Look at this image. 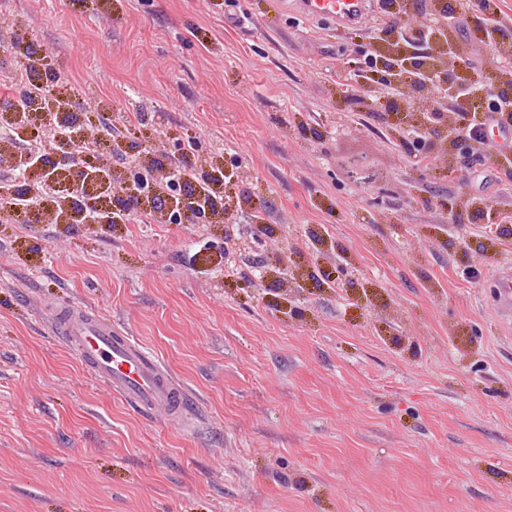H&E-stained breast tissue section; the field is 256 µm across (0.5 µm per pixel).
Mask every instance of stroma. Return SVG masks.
Returning <instances> with one entry per match:
<instances>
[{"mask_svg":"<svg viewBox=\"0 0 512 512\" xmlns=\"http://www.w3.org/2000/svg\"><path fill=\"white\" fill-rule=\"evenodd\" d=\"M457 77L497 82L477 0H448ZM341 28L293 0H0V123L16 53L51 57L53 97L108 126L98 163L182 154L223 169L217 216L0 223V512H512V177L444 143L414 163L378 86L339 95L391 12ZM82 94L72 97L71 87ZM125 141L132 159L114 153ZM79 305L190 393L184 426L138 414L53 332ZM493 304L499 314L512 317V268L511 265L499 267L494 273Z\"/></svg>","mask_w":512,"mask_h":512,"instance_id":"stroma-1","label":"stroma"}]
</instances>
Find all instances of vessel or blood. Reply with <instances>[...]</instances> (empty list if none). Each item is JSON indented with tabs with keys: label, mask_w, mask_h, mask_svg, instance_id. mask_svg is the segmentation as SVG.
<instances>
[{
	"label": "vessel or blood",
	"mask_w": 512,
	"mask_h": 512,
	"mask_svg": "<svg viewBox=\"0 0 512 512\" xmlns=\"http://www.w3.org/2000/svg\"><path fill=\"white\" fill-rule=\"evenodd\" d=\"M301 10L314 18L331 20L343 27L361 23L369 10L368 0H299ZM492 137L485 145L491 156L512 148V125L488 124ZM494 304L503 317H512V267L494 273ZM57 335L73 349L90 374L134 410L157 414L169 421L183 418L188 393L183 384L156 356L147 353L132 336L106 322L98 311L83 306L60 309L53 319Z\"/></svg>",
	"instance_id": "vessel-or-blood-1"
}]
</instances>
